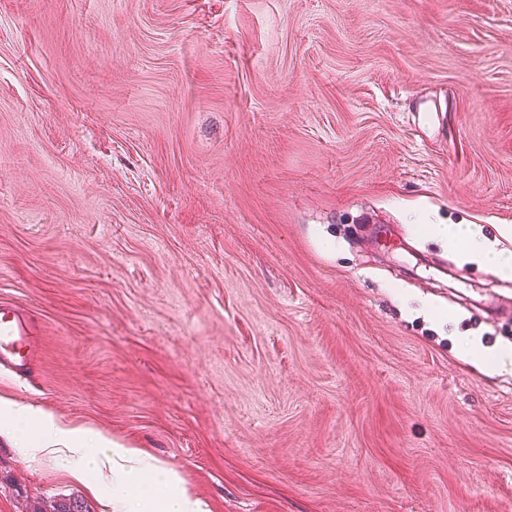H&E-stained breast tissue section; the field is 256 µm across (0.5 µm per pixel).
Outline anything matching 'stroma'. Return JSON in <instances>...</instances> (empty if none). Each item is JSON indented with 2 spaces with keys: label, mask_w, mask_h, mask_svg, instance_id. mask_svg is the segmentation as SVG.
Returning <instances> with one entry per match:
<instances>
[{
  "label": "stroma",
  "mask_w": 512,
  "mask_h": 512,
  "mask_svg": "<svg viewBox=\"0 0 512 512\" xmlns=\"http://www.w3.org/2000/svg\"><path fill=\"white\" fill-rule=\"evenodd\" d=\"M426 224L512 249V0H0V396L208 512H512V280ZM77 467L0 435V512L140 490ZM40 324L30 310L0 301V371L30 375L38 358ZM464 352L473 362L485 369H499L512 365V348H499L495 351H484L476 343L465 340L462 343Z\"/></svg>",
  "instance_id": "obj_1"
}]
</instances>
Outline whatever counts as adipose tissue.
Wrapping results in <instances>:
<instances>
[{
    "mask_svg": "<svg viewBox=\"0 0 512 512\" xmlns=\"http://www.w3.org/2000/svg\"><path fill=\"white\" fill-rule=\"evenodd\" d=\"M429 236L440 239L449 249L463 252L472 260L493 268L498 275L512 279V250L495 249L466 224H432ZM34 424L39 435L25 440L26 454L36 460L54 452L56 447L79 458L85 469L112 467L121 471H148L150 477L140 490L141 499L150 512H206L182 480L162 465L145 463L138 448L120 446L106 436L88 443L85 430L57 420L53 415L0 397V434L15 431L17 423Z\"/></svg>",
    "mask_w": 512,
    "mask_h": 512,
    "instance_id": "ef3b65f1",
    "label": "adipose tissue"
}]
</instances>
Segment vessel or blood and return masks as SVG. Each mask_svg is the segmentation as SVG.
Instances as JSON below:
<instances>
[{"label":"vessel or blood","mask_w":512,"mask_h":512,"mask_svg":"<svg viewBox=\"0 0 512 512\" xmlns=\"http://www.w3.org/2000/svg\"><path fill=\"white\" fill-rule=\"evenodd\" d=\"M40 324L30 310L0 301V371L31 374L38 358Z\"/></svg>","instance_id":"1"}]
</instances>
